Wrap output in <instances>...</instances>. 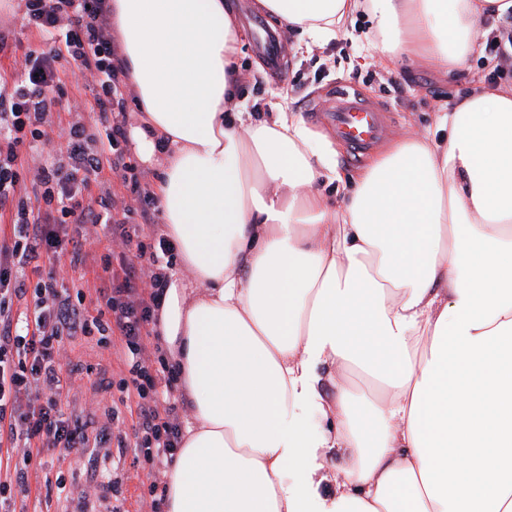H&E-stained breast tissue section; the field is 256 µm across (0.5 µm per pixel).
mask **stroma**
Here are the masks:
<instances>
[{"label": "stroma", "instance_id": "obj_1", "mask_svg": "<svg viewBox=\"0 0 512 512\" xmlns=\"http://www.w3.org/2000/svg\"><path fill=\"white\" fill-rule=\"evenodd\" d=\"M23 16V0H8L0 7V29L8 33L7 46L0 52V78L7 81L15 79L25 54L43 48L41 35L25 26ZM346 27L347 35L310 54L296 50L297 33L287 34V68L279 76L257 71L260 56L251 36H244L237 58L243 75L239 84L242 101L263 111L272 93L287 91L289 111L319 132L323 126L315 118L316 106L345 83L387 108L391 114L388 138L393 141L431 125L439 104L462 98L473 82L488 74L477 56L449 76L415 63L389 71L381 64L379 49L370 44L372 26L367 16H354ZM56 268L59 285L81 287L87 299L112 287L111 275L96 264L74 267L64 258ZM63 344L67 381L60 405L66 416L83 425L88 435L98 437L99 443L92 453L80 448L44 453V466L30 469L28 494L11 500L12 512H76L80 506L85 512H112L116 502L123 512H150L147 479L133 446L135 403L118 387L124 373L122 361L112 347L99 344L93 336L67 338ZM103 467L117 482V491L100 488L98 471ZM59 476L66 480L68 495L58 493L55 479Z\"/></svg>", "mask_w": 512, "mask_h": 512}]
</instances>
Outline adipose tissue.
I'll use <instances>...</instances> for the list:
<instances>
[{
  "label": "adipose tissue",
  "mask_w": 512,
  "mask_h": 512,
  "mask_svg": "<svg viewBox=\"0 0 512 512\" xmlns=\"http://www.w3.org/2000/svg\"><path fill=\"white\" fill-rule=\"evenodd\" d=\"M306 48L369 14L385 65L459 69L512 0H257ZM154 163L155 330L187 417L164 512H512V92L474 83L348 181L236 97L233 0H109ZM356 366L374 395L322 369Z\"/></svg>",
  "instance_id": "ef3b65f1"
}]
</instances>
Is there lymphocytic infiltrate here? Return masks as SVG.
<instances>
[{
    "label": "lymphocytic infiltrate",
    "instance_id": "f902f5d3",
    "mask_svg": "<svg viewBox=\"0 0 512 512\" xmlns=\"http://www.w3.org/2000/svg\"><path fill=\"white\" fill-rule=\"evenodd\" d=\"M24 2V19L40 30L47 48L25 54L20 77L0 83V211L13 220L11 238L0 242V445L23 451L9 479L0 482V508L13 491H26L37 454L87 446L84 428L65 417L57 400L64 337L105 342L115 336L127 370L120 385L136 398L134 446L148 467L151 512H161L157 476L181 443L178 373L165 355L146 357L143 338L160 305L164 275L158 263L172 258L173 246L151 232L156 199L126 150L125 63L111 34L107 0ZM69 69L93 80V121H68L58 152L47 155L46 126L68 95ZM29 154L40 158L30 179L24 166ZM106 170L118 177L123 194L107 187L89 197L91 183ZM100 226L123 251L100 255L112 289L100 292L91 309L84 292L59 287L44 262L66 254L71 264L82 263L91 231Z\"/></svg>",
    "mask_w": 512,
    "mask_h": 512
}]
</instances>
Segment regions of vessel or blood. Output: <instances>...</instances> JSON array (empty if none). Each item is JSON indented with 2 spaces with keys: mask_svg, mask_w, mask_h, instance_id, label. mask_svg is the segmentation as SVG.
Wrapping results in <instances>:
<instances>
[{
  "mask_svg": "<svg viewBox=\"0 0 512 512\" xmlns=\"http://www.w3.org/2000/svg\"><path fill=\"white\" fill-rule=\"evenodd\" d=\"M249 25L256 32L254 46L272 73H280L286 54L285 45L272 38L261 18L252 16ZM317 119L342 140L351 160H358L381 140L388 129L384 109L366 101L358 93L337 88L331 100L316 111Z\"/></svg>",
  "mask_w": 512,
  "mask_h": 512,
  "instance_id": "1",
  "label": "vessel or blood"
}]
</instances>
